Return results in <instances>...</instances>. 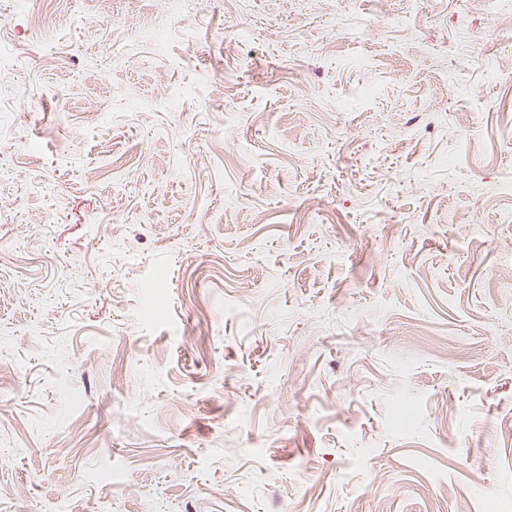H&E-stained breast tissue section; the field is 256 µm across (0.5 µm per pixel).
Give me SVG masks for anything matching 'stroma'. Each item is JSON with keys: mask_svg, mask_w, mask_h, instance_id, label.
<instances>
[{"mask_svg": "<svg viewBox=\"0 0 512 512\" xmlns=\"http://www.w3.org/2000/svg\"><path fill=\"white\" fill-rule=\"evenodd\" d=\"M0 0V512H512V0Z\"/></svg>", "mask_w": 512, "mask_h": 512, "instance_id": "obj_1", "label": "stroma"}]
</instances>
